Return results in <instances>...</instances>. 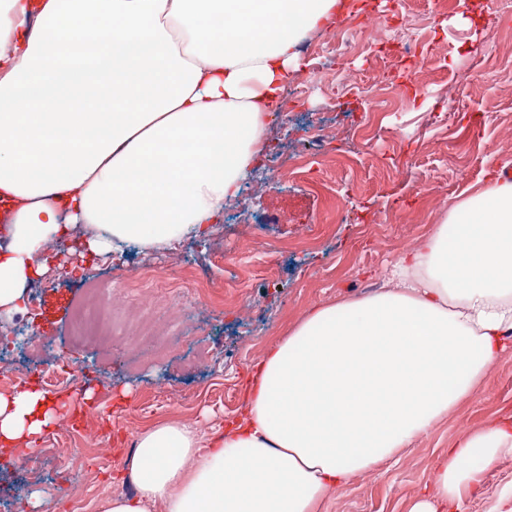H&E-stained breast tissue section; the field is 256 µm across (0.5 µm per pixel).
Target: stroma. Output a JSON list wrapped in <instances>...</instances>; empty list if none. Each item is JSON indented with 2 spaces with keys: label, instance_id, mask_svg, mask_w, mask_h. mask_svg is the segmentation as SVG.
I'll return each instance as SVG.
<instances>
[{
  "label": "stroma",
  "instance_id": "35a3bbf8",
  "mask_svg": "<svg viewBox=\"0 0 512 512\" xmlns=\"http://www.w3.org/2000/svg\"><path fill=\"white\" fill-rule=\"evenodd\" d=\"M406 9L427 49L399 64L404 84L424 81L428 97L395 99L373 85L371 70L390 66L379 50L351 56L348 82L362 92L372 126L352 127L332 103L333 75L325 71L318 47L329 30L311 33L300 54L299 77L321 69L302 110L275 113L269 143L275 161L257 156L245 194L224 208V223L210 236L186 241L181 254L144 253L143 263L190 262L209 280L213 298L194 313L193 327L155 365L140 352L102 342L73 339L72 318L91 288L111 280L118 295H130L110 260L85 252L82 228L70 231V250L49 262L41 306L27 315L29 331L65 343L71 358L98 381L96 407L85 410L76 389H50L59 398L60 424L74 413L99 428L86 446L92 468L84 479L60 477L53 452L55 431L0 456V497L20 494L22 512H36L35 495L52 498L55 512H100L109 496L127 495L120 478L133 448L126 428H144L178 418L209 434L246 414L252 366L265 349L285 337L315 306L369 294V285L387 287V264L418 246L457 200L487 185L490 174L512 167V36L490 8V0H408ZM469 75L460 85V75ZM452 106L446 120L435 108ZM325 126L350 143L349 152L312 154L306 127ZM296 157L299 168L268 181L274 162ZM253 259L219 262L235 239ZM222 350L210 362L195 359L198 347ZM512 411V352L500 356L477 394L414 439L396 464L366 472L333 492L322 512H411L420 499L437 502L432 477L463 431L477 429ZM512 482V456L485 471L480 494L466 495L465 512H487L500 489Z\"/></svg>",
  "mask_w": 512,
  "mask_h": 512
}]
</instances>
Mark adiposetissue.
<instances>
[{
  "instance_id": "obj_1",
  "label": "adipose tissue",
  "mask_w": 512,
  "mask_h": 512,
  "mask_svg": "<svg viewBox=\"0 0 512 512\" xmlns=\"http://www.w3.org/2000/svg\"><path fill=\"white\" fill-rule=\"evenodd\" d=\"M341 0H0V316L20 311L48 242L163 252L224 221ZM392 287L313 308L265 354L223 434L177 419L136 434L134 491L100 512H319L470 400L512 349V181L456 202ZM58 419L45 391L0 394V450ZM512 455V416L466 432L433 476L462 508ZM335 24H336V22L332 25H329L327 28H325L321 31L311 33L302 42V44L308 45L309 48L307 51H303L300 48V70L296 74L293 81L290 82L288 84V86L286 87L284 94H283L284 96H286L288 94V90L290 87L297 85L300 82V80L305 78L307 75H311V73L313 72L314 69H316L318 67L321 68L326 63V60H325V58H323L321 56V53L317 54L313 50L315 48L325 45V42H327L330 37V28H332ZM317 78H319V77L310 76L308 80L299 83V87L303 88L309 82H311L312 80L317 79Z\"/></svg>"
}]
</instances>
